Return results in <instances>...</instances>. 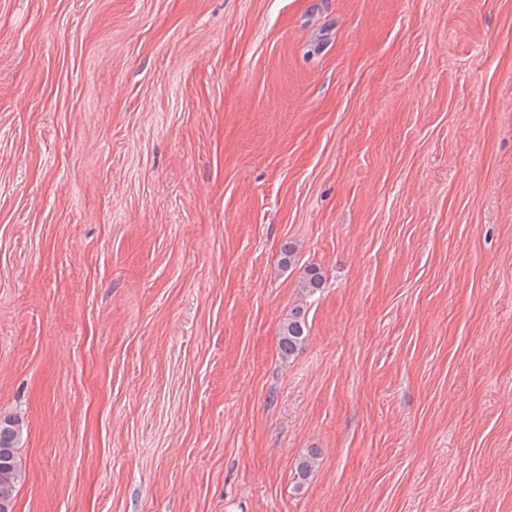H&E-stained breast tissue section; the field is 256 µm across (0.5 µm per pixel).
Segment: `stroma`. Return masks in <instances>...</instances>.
Wrapping results in <instances>:
<instances>
[{
  "instance_id": "1",
  "label": "stroma",
  "mask_w": 512,
  "mask_h": 512,
  "mask_svg": "<svg viewBox=\"0 0 512 512\" xmlns=\"http://www.w3.org/2000/svg\"><path fill=\"white\" fill-rule=\"evenodd\" d=\"M4 417L14 512H512V0H0ZM308 330L300 309H295L281 324L279 350L282 357H291L308 341ZM21 426L18 419H0V454L7 452V463L0 464V507L12 505L22 480V461L18 453L21 439Z\"/></svg>"
}]
</instances>
